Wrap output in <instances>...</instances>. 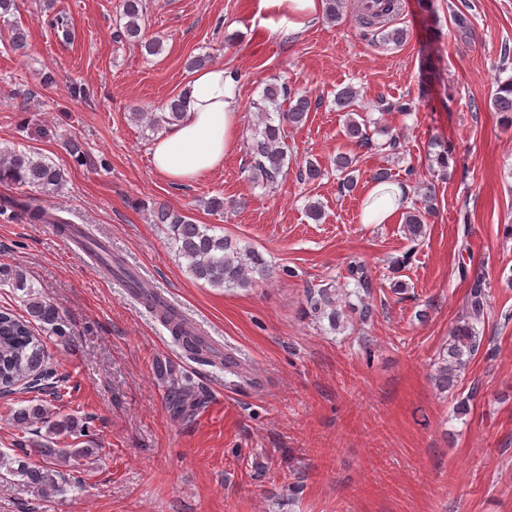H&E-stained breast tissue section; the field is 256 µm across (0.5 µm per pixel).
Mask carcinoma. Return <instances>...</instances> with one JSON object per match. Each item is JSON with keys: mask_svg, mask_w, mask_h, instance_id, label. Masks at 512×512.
<instances>
[{"mask_svg": "<svg viewBox=\"0 0 512 512\" xmlns=\"http://www.w3.org/2000/svg\"><path fill=\"white\" fill-rule=\"evenodd\" d=\"M400 0H358L356 17L361 25L382 37L387 42L398 43L406 33L404 30L388 29L400 12ZM121 17L125 19L115 38L134 41L148 55H157L162 43L156 38L145 39L141 34V21L146 9L145 0H122ZM18 10V0H0V21L9 24L8 45L15 52L27 47L26 33L19 25L10 22ZM188 91H183L166 103L165 112H137V119L146 127L157 131L173 126L184 116ZM357 91L352 87L342 89L336 96V105L345 111L346 137L360 146L372 143L366 119L355 109ZM494 110L501 121L512 125V80L499 85L492 98ZM261 113L260 121L248 143L251 178L267 184L277 182L288 166L285 147V125L305 124L311 108V100L301 94L293 95L286 84L269 83L261 99L253 103ZM278 119H273L271 113ZM336 171L339 172V190L352 192L356 189L354 157L340 153L336 156ZM65 182V173L55 165L24 151L0 149V183L22 189V195L7 201V208L18 212L29 224H53L65 236L76 229L58 210L42 204V200L54 196ZM433 198L424 195L423 208L412 207L403 212L404 229L412 240L424 235V214L431 213ZM157 221L167 225L168 236L179 257L186 262L187 272L196 280L204 281L214 288H246L255 282V276H269L270 268L263 256L255 250H242L231 239L209 233L204 224H196L189 216L171 210L161 204L157 207ZM92 252L96 259L116 278L125 281L143 303L155 312L160 321L171 332L174 342L192 360L201 364H213L217 359L214 349L199 330L180 312L167 304L160 294L143 285L136 274L124 262L112 256L107 248L96 242ZM3 282L13 291L23 292L26 315L20 316L9 308L0 309V392L8 395L20 390L34 393L29 405L11 411V421L22 433L44 432L50 439L62 434L75 433L84 436L88 425L71 417L60 416L51 409L50 400L61 397L66 388V379L59 375L46 353L45 337L35 332L34 324L46 328L57 337L67 335L68 325L59 309L49 301L34 295L23 270L0 269ZM347 278L353 283H344L339 288L325 287L307 292V304L317 319H327L334 331L346 327L349 320L367 323L374 317L373 307L364 296L370 294L372 279L365 266L352 261L347 266ZM487 306V294L481 277L473 281L467 299V315L452 329L446 352L437 362L433 375L435 386L440 391L460 377L467 363L480 349L482 339L474 322L483 316ZM34 452L65 463L78 461L94 453L92 448H36ZM12 461L0 453V468L23 478L32 490L45 494L60 489L65 480L64 473L50 466L32 465L27 461Z\"/></svg>", "mask_w": 512, "mask_h": 512, "instance_id": "obj_1", "label": "carcinoma"}]
</instances>
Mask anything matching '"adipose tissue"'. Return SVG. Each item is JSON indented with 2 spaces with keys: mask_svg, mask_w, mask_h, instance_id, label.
Wrapping results in <instances>:
<instances>
[{
  "mask_svg": "<svg viewBox=\"0 0 512 512\" xmlns=\"http://www.w3.org/2000/svg\"><path fill=\"white\" fill-rule=\"evenodd\" d=\"M238 81L214 66L197 72L189 85L182 121L152 149L155 170L174 182L209 174L224 164L237 143L240 121ZM408 192L394 183L373 184L365 194L362 221L386 224L407 205Z\"/></svg>",
  "mask_w": 512,
  "mask_h": 512,
  "instance_id": "1",
  "label": "adipose tissue"
}]
</instances>
